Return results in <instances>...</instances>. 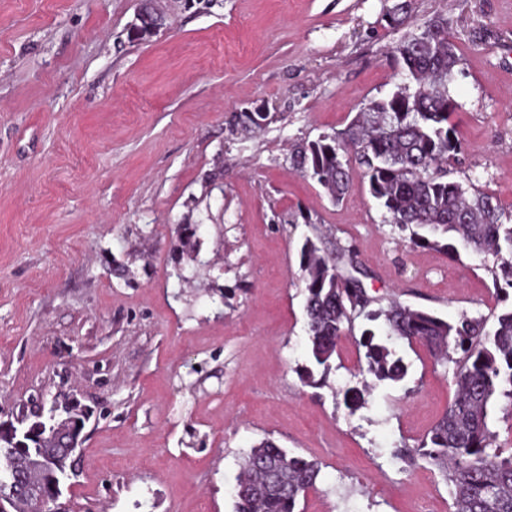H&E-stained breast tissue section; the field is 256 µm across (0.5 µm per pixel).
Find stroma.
Listing matches in <instances>:
<instances>
[{
    "label": "stroma",
    "instance_id": "1",
    "mask_svg": "<svg viewBox=\"0 0 512 512\" xmlns=\"http://www.w3.org/2000/svg\"><path fill=\"white\" fill-rule=\"evenodd\" d=\"M393 3L168 0L132 42L139 0H0V411L72 392L90 410L74 512H233L266 438L321 464L300 512H449L437 468L395 451L453 399L452 365L396 343L407 378L349 411L359 319L326 384L300 378L308 236L353 248L376 306L512 308L480 257L386 223L360 166L335 204L290 161L400 84ZM436 16L460 58L450 177L512 208V0H413L412 24Z\"/></svg>",
    "mask_w": 512,
    "mask_h": 512
}]
</instances>
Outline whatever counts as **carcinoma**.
Listing matches in <instances>:
<instances>
[{"mask_svg":"<svg viewBox=\"0 0 512 512\" xmlns=\"http://www.w3.org/2000/svg\"><path fill=\"white\" fill-rule=\"evenodd\" d=\"M411 0H398L385 13L392 28L411 17ZM407 83L392 94L374 99L357 113L342 132L323 133L297 148L291 159L335 202L350 188V163L368 178L369 193L388 214V223L410 231L415 246L456 252L437 235H452L480 255L494 287L512 291V210L471 185L448 179V166L457 160L461 144L448 107V80L460 58L448 33V19L431 18L408 33L393 50ZM269 113L260 109L239 114L242 127L259 129ZM336 255L324 252L308 238L301 249L306 296L310 366L304 381L323 385L332 371L331 360L354 321H382L385 335L372 328L361 333L366 365L358 373L378 382H401L409 365L388 346L394 339L425 346L436 363L454 364V399L414 448L398 449L405 457L437 465L448 484L451 512H512V452L495 444L491 412L500 400L512 418V309L486 320L462 316L456 322L435 314L392 303L371 308L373 300L359 280L343 276ZM14 435L0 437V496L10 495L14 467ZM62 462L41 476L40 493L14 503L17 512L54 509L51 490ZM320 464L294 455L266 439L244 453L241 472L232 486L234 512H296L300 499L316 487Z\"/></svg>","mask_w":512,"mask_h":512,"instance_id":"obj_1","label":"carcinoma"}]
</instances>
